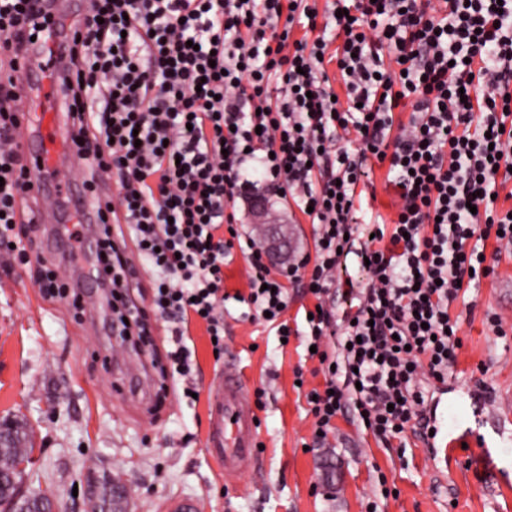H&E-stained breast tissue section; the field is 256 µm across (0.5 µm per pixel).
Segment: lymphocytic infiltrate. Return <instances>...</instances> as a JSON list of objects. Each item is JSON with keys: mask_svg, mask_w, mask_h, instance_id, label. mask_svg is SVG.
I'll return each instance as SVG.
<instances>
[{"mask_svg": "<svg viewBox=\"0 0 512 512\" xmlns=\"http://www.w3.org/2000/svg\"><path fill=\"white\" fill-rule=\"evenodd\" d=\"M30 3L0 0V244L27 197L18 52L31 44ZM79 26L67 117L86 187L112 174L96 260L122 345L142 349L164 320L177 345L150 366L189 375L191 319L223 350L232 300L287 338L297 285L316 300L307 343L324 374L314 444L350 412L386 448L421 429L424 379L446 381L458 364L452 304L512 248V211L494 199L512 178V0H92ZM372 160L395 172L400 206L373 225L365 298L336 335L325 297ZM252 172L308 212L314 254L277 266L254 236L225 239ZM236 247L244 294L224 287ZM144 266L155 273L146 307L131 296Z\"/></svg>", "mask_w": 512, "mask_h": 512, "instance_id": "f902f5d3", "label": "lymphocytic infiltrate"}]
</instances>
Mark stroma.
<instances>
[{
    "mask_svg": "<svg viewBox=\"0 0 512 512\" xmlns=\"http://www.w3.org/2000/svg\"><path fill=\"white\" fill-rule=\"evenodd\" d=\"M76 177L51 179L62 222L14 227L26 248L0 247V419H24L34 451L26 467L27 492L52 490L61 512H87L86 502L113 476L128 492L130 512H163V502L192 498L199 512H512V253L502 255L493 278L481 280L454 305L463 316L459 364L447 383L430 382L427 411L455 414L447 432L463 437L452 456L407 440L383 448L356 424L337 418L325 445L308 449L313 417L294 387L296 371L317 385L314 361L300 337L280 345L274 332L251 321L246 305L228 302L224 355L250 388H265L255 408L262 444L254 468L228 476L207 446L210 391L223 373L205 325L192 322L188 346L196 357L190 380L171 379L167 406L152 413L146 388L156 374L147 358L111 362L119 339L110 309L76 313L71 299L49 300L31 279L46 261L67 262L69 241H56L59 224L73 226ZM265 198L272 223L288 232V253L313 246L314 228L287 201L263 186L235 191L243 230L256 232L251 205ZM497 315L505 335L486 323ZM199 388L198 401L183 394Z\"/></svg>",
    "mask_w": 512,
    "mask_h": 512,
    "instance_id": "35a3bbf8",
    "label": "stroma"
}]
</instances>
